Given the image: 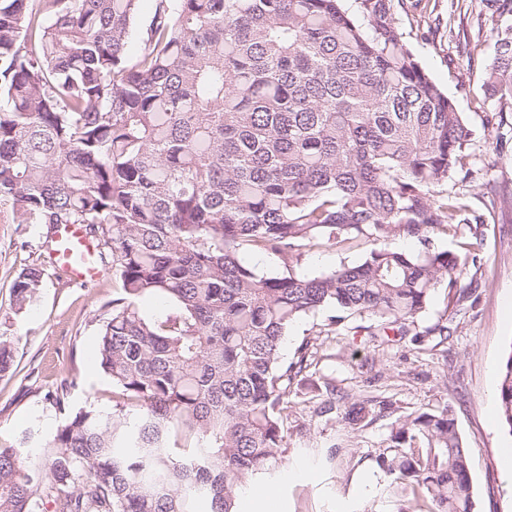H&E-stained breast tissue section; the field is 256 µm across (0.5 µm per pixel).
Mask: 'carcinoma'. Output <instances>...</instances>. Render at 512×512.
<instances>
[{"instance_id":"1","label":"carcinoma","mask_w":512,"mask_h":512,"mask_svg":"<svg viewBox=\"0 0 512 512\" xmlns=\"http://www.w3.org/2000/svg\"><path fill=\"white\" fill-rule=\"evenodd\" d=\"M155 0L134 60L140 0H0V205L14 224L100 232L119 282L97 361L116 410L82 409L49 438L0 448V512H237L248 478L285 465L288 397L309 366L281 343L330 311L369 336H407L475 243L438 250L471 211L438 187L465 168L470 130L417 60L392 0ZM487 86L512 105V27ZM410 238L419 248L393 246ZM358 239L359 262L295 272L307 250ZM251 249L285 272L243 263ZM42 269L11 292L31 304ZM174 305L149 317L138 301ZM512 431V349L498 368ZM387 404L347 402L358 430ZM389 492L426 512H474L449 405L391 421L376 456Z\"/></svg>"}]
</instances>
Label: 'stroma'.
Segmentation results:
<instances>
[{
  "mask_svg": "<svg viewBox=\"0 0 512 512\" xmlns=\"http://www.w3.org/2000/svg\"><path fill=\"white\" fill-rule=\"evenodd\" d=\"M392 11L421 65L450 96L471 130L469 167L474 176L448 182L465 194L483 223L461 225V236H480L477 263L459 278L458 300L438 284L417 328L445 323L447 340L426 335L385 342L351 335L348 328L325 336L324 314L295 324L281 346L293 361L297 346L310 340L313 364L294 386L288 405L286 465L274 483L247 480L238 512H265L255 498L272 486L276 512H400L401 501L386 495L387 476L375 458L386 445L392 418L446 404L454 409L467 450L474 487V512H512V475L504 464L512 431L498 417L497 367L512 349V109L491 96L486 81L496 31L512 24L496 0H393ZM45 224H11L0 218V337L12 343L14 366L0 374V447L17 445L25 432L48 437L69 414L115 406L111 380L95 363V347L116 294L111 259L100 261L101 277L83 287L46 261ZM368 244L304 253L298 273L318 275L364 258ZM29 266L43 268L36 299L17 309L13 280ZM335 380L350 396L370 394L390 401V415L359 431L340 416H314L315 386ZM63 405H56V397ZM341 439L348 454L340 467L321 463L317 448Z\"/></svg>",
  "mask_w": 512,
  "mask_h": 512,
  "instance_id": "1",
  "label": "stroma"
}]
</instances>
